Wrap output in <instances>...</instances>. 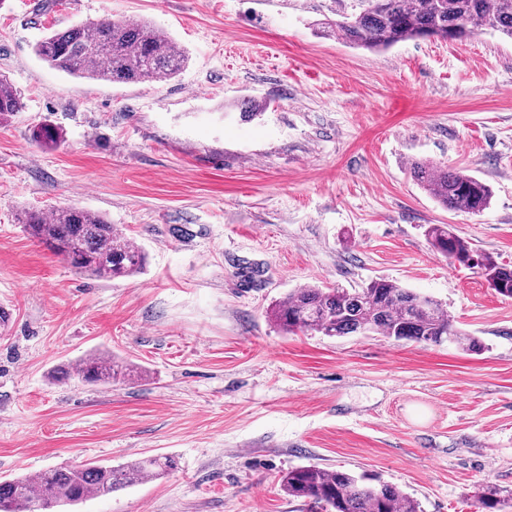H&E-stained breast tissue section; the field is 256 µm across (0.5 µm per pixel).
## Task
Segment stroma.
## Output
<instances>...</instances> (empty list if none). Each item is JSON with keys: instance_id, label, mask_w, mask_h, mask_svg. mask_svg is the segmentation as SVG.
Here are the masks:
<instances>
[{"instance_id": "1", "label": "stroma", "mask_w": 512, "mask_h": 512, "mask_svg": "<svg viewBox=\"0 0 512 512\" xmlns=\"http://www.w3.org/2000/svg\"><path fill=\"white\" fill-rule=\"evenodd\" d=\"M358 0H0V480L91 459L166 455L159 479L67 512H307L281 478L373 472L424 512L512 497V298L450 262L432 224L512 265V39L410 40L380 52L322 32ZM147 20L187 52L161 82L57 72L34 52L85 21ZM263 112L240 117L244 103ZM62 136L45 148L33 131ZM492 190L443 209L412 161ZM105 216L146 255L99 281L24 233V210ZM385 279L481 338L288 334L268 309L304 286ZM90 353L142 371L50 381ZM22 108L20 97L17 95L10 81L0 77V116L19 112Z\"/></svg>"}]
</instances>
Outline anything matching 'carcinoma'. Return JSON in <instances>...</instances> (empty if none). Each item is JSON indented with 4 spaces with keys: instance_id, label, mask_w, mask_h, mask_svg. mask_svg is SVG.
<instances>
[{
    "instance_id": "carcinoma-1",
    "label": "carcinoma",
    "mask_w": 512,
    "mask_h": 512,
    "mask_svg": "<svg viewBox=\"0 0 512 512\" xmlns=\"http://www.w3.org/2000/svg\"><path fill=\"white\" fill-rule=\"evenodd\" d=\"M325 28L371 52L407 40H453L485 30L512 38V0H368L356 16L329 20ZM35 53L69 76L112 83L169 80L187 60L185 50L169 33L145 20L89 21L54 30L35 46ZM21 108L12 84L1 76L0 116ZM410 173L449 211L477 214L490 205V187L462 170L413 161ZM22 228L88 277L104 281L133 278L145 267V253L121 229L85 209L58 208L48 214L29 210ZM426 233L436 250L460 264L479 267L497 294L512 298V267L489 256L475 260L476 252L447 224H432ZM270 318L288 333L376 334L435 345L448 341L472 353L485 348L479 337L456 326L442 303L383 279L351 290L296 288L270 309ZM126 375L111 357L88 354L76 366L58 367L53 380L76 377L89 384H106ZM175 467L174 459L156 456L118 466L58 467L40 473L36 485L27 476L1 480L0 512H56L61 506L105 497L147 478L157 479ZM281 487L310 512H422L418 500L374 474L356 475L310 464L289 470ZM476 498L486 509L502 512L512 507L488 486L479 488Z\"/></svg>"
}]
</instances>
